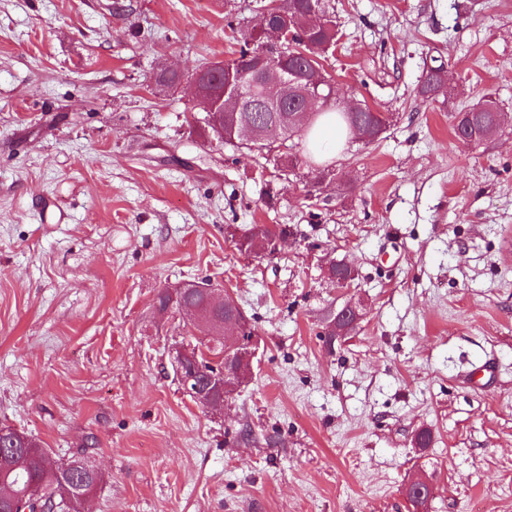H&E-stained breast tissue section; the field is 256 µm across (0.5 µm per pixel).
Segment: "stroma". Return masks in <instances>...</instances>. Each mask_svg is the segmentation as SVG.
<instances>
[{
	"mask_svg": "<svg viewBox=\"0 0 512 512\" xmlns=\"http://www.w3.org/2000/svg\"><path fill=\"white\" fill-rule=\"evenodd\" d=\"M114 1L0 0V426L97 467L88 512H410L420 476L427 512H512V0H324L337 103L389 124L327 160L292 138V172L218 140L190 87L260 0ZM485 95L500 130L459 141ZM253 224L288 240L241 254ZM205 279L255 327L220 412L170 363L205 328L155 308Z\"/></svg>",
	"mask_w": 512,
	"mask_h": 512,
	"instance_id": "stroma-1",
	"label": "stroma"
}]
</instances>
